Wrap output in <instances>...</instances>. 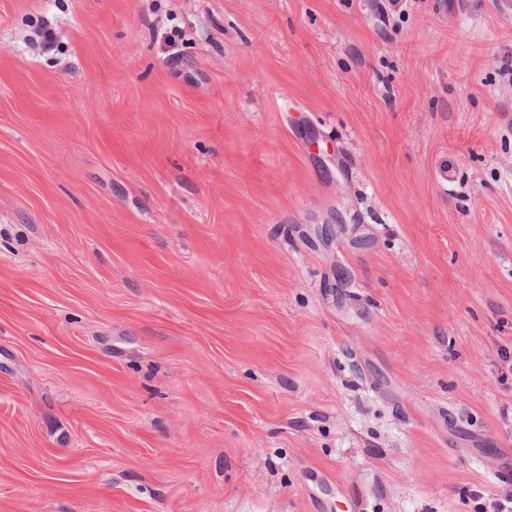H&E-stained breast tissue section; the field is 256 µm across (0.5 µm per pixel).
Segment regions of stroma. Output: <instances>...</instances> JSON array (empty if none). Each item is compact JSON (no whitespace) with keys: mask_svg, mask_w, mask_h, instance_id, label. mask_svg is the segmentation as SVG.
Here are the masks:
<instances>
[{"mask_svg":"<svg viewBox=\"0 0 512 512\" xmlns=\"http://www.w3.org/2000/svg\"><path fill=\"white\" fill-rule=\"evenodd\" d=\"M0 0V512L512 495V0Z\"/></svg>","mask_w":512,"mask_h":512,"instance_id":"1","label":"stroma"}]
</instances>
